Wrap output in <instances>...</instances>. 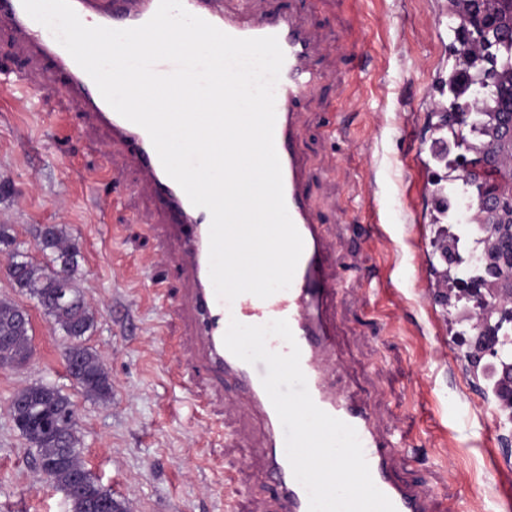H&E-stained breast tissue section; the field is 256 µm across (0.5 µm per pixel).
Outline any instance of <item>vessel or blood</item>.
I'll list each match as a JSON object with an SVG mask.
<instances>
[{
    "label": "vessel or blood",
    "instance_id": "obj_1",
    "mask_svg": "<svg viewBox=\"0 0 512 512\" xmlns=\"http://www.w3.org/2000/svg\"><path fill=\"white\" fill-rule=\"evenodd\" d=\"M71 4L79 18L125 29L147 22L159 0H71ZM183 4L190 13L231 36H276L284 53L275 86L274 144L286 207L304 249L290 287L264 300L248 293L230 302L217 299L209 276L211 215L193 206L167 175L146 130L107 104L91 77L51 31L27 14L22 0H0V23L11 25L32 63L52 61L55 71L65 76L68 94L82 110L86 125L106 130L109 145L139 169L141 187L158 200L166 220L152 225V234L162 257L183 280L170 308L184 331L176 345L166 346L165 359L172 369L183 368L202 379H232L239 384L270 436L265 477L277 489V512H309V497L293 475L283 427L262 384L265 364L243 362L224 345L233 318L248 325L287 320L301 350L300 364L314 403L355 428L378 489L396 512H432L418 484L401 481L392 471L394 456L413 449L412 436L397 429H381L370 405L339 384L344 366L336 353L335 302L341 283L332 268L322 226L308 201L304 160L296 150L301 138L298 106L327 78L314 58L319 39L306 29L301 17L291 13H257L246 8L229 12L224 0H183ZM0 84L18 91L25 101L33 100L47 87L35 71L2 76Z\"/></svg>",
    "mask_w": 512,
    "mask_h": 512
}]
</instances>
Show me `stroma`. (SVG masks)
Masks as SVG:
<instances>
[{
    "label": "stroma",
    "mask_w": 512,
    "mask_h": 512,
    "mask_svg": "<svg viewBox=\"0 0 512 512\" xmlns=\"http://www.w3.org/2000/svg\"><path fill=\"white\" fill-rule=\"evenodd\" d=\"M255 11L291 10L323 38L322 68L334 76L301 103L305 178L315 213L334 245L343 291L336 302V347L343 381L387 426L415 436V454L395 461L436 502L461 512H512V433L490 429L495 401L467 369L456 336L460 309L425 295L432 269L420 264L444 231L423 191L433 169L436 118L422 102L455 63L448 0H249ZM55 75L31 111L0 90V224L35 262L44 224L76 239L79 283L95 316L82 340L104 365L110 399L87 397L66 374V339L35 300L0 276V299L31 319L27 364L0 369V512H69L64 492L36 468L34 451L14 426L9 405L22 388L47 382L79 415L81 458L91 475L130 512H224L211 469L223 458L237 473L235 512H270L261 475L267 431L244 396L224 405L223 437L200 425L184 403L162 353L161 336L182 331L150 288L129 269L148 259L149 277L169 293L181 283L159 257L146 225L159 215L137 185V169L113 156L119 187L99 166L107 134L88 128ZM371 186L378 226L364 218ZM124 227L122 238L113 225Z\"/></svg>",
    "instance_id": "35a3bbf8"
}]
</instances>
